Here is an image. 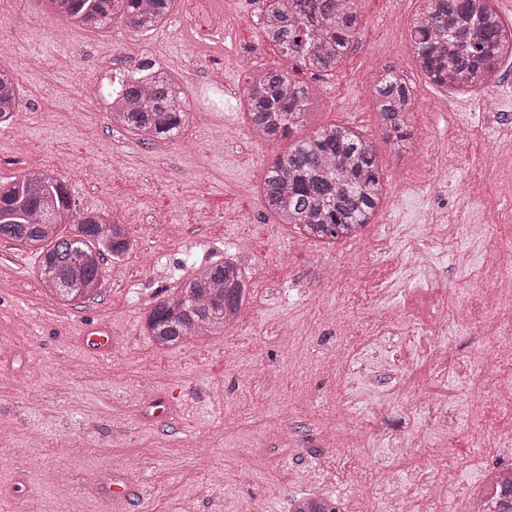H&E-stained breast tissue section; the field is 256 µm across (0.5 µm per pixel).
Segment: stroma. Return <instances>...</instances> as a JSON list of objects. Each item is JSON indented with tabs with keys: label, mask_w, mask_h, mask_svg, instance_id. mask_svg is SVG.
Here are the masks:
<instances>
[{
	"label": "stroma",
	"mask_w": 512,
	"mask_h": 512,
	"mask_svg": "<svg viewBox=\"0 0 512 512\" xmlns=\"http://www.w3.org/2000/svg\"><path fill=\"white\" fill-rule=\"evenodd\" d=\"M212 0H178L180 23L154 30L121 23L106 32L81 29L46 12L40 0H0V67L19 84L14 122L0 126V183L32 169H53L71 190L78 213L108 212L137 225L139 242L124 261L105 260L107 286L97 296L63 304L43 287L28 249L0 240V512H28L38 497L44 512H289L293 497L336 496L356 471L381 483L392 433L412 429L423 443L442 438L452 456L443 480L446 512H465L461 488H476L486 466L512 464L498 436L512 433V378L470 373L466 352L493 348L498 337L448 326L431 328L444 293L478 282L487 259L466 235L437 252L427 278L406 272L409 239L436 238L451 217L495 223L511 207L498 196L497 163L512 158L498 143L512 135V65L499 74L506 95L494 129L472 116L481 93L447 95L417 68L408 23L417 0H358L361 26L339 70L309 83L311 101L292 139L225 146L250 135L241 97L218 93L210 81L244 88L259 68L292 69L261 33L258 0H235L226 19ZM142 55L169 72L186 94L179 135L140 143L112 124L109 71L117 50ZM415 85L411 140L396 148L378 133L371 77L384 65ZM330 124L358 128L372 139L382 169L383 202L371 224L327 249L278 223L263 204L260 185L291 140ZM455 162L432 171L434 154ZM232 254L248 268L251 293L235 326L221 336L158 350L145 317L164 291L196 265ZM371 260L365 278L333 286L318 268ZM383 281L397 317L393 330L412 341L404 368L368 360V380H348L322 365L338 342L323 324L328 310L360 315L368 291ZM291 325L293 346L279 340ZM112 330L100 350L88 331ZM446 345L449 362L428 355ZM422 387L446 399L457 418L444 431L428 409L373 418L369 400L394 387ZM479 406L485 463L471 462L467 407ZM264 417L286 418L285 431H265ZM343 429L361 437L358 466L324 443Z\"/></svg>",
	"instance_id": "35a3bbf8"
}]
</instances>
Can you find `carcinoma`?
Instances as JSON below:
<instances>
[{"label": "carcinoma", "instance_id": "carcinoma-1", "mask_svg": "<svg viewBox=\"0 0 512 512\" xmlns=\"http://www.w3.org/2000/svg\"><path fill=\"white\" fill-rule=\"evenodd\" d=\"M71 24L108 30L116 19L152 30L175 0H48ZM356 0H264L263 38L294 61L297 72L319 77L341 66L360 27ZM416 64L434 85L471 93L495 84L512 59V28L490 0H419L409 23ZM379 132L400 145L411 136L415 91L402 71L385 65L372 79ZM309 87L288 72L266 68L246 80L244 109L263 140L289 137L302 122ZM19 108L15 75L0 69V125ZM112 123L143 144L175 137L186 121L185 98L173 77L148 61L123 89ZM265 209L305 238L334 243L370 223L383 199L381 169L372 141L356 130L331 124L298 140L267 167L260 186ZM69 226V230L62 226ZM0 239L36 250L44 288L72 302L102 293L105 256L119 260L134 251L128 225L107 213L76 214L71 191L50 169L30 170L0 185ZM250 290L249 275L227 255L200 265L180 287L160 298L145 318V330L162 351L202 336H219L239 318ZM292 512H342L332 497L305 494Z\"/></svg>", "mask_w": 512, "mask_h": 512}]
</instances>
